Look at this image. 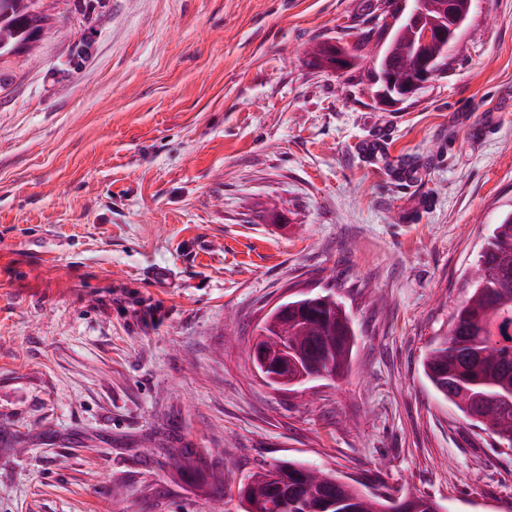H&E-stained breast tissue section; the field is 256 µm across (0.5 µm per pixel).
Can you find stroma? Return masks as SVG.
<instances>
[{
  "mask_svg": "<svg viewBox=\"0 0 512 512\" xmlns=\"http://www.w3.org/2000/svg\"><path fill=\"white\" fill-rule=\"evenodd\" d=\"M382 2L57 0L0 58V512H243L280 459L512 512V450L422 370L512 210V0L393 111L356 47ZM328 289L349 371L270 386L259 320ZM312 61L320 66L325 67V65L338 72L346 69L351 65V58L354 57L347 53V51L343 50V56L336 55V46L329 45H318L312 51L310 55Z\"/></svg>",
  "mask_w": 512,
  "mask_h": 512,
  "instance_id": "35a3bbf8",
  "label": "stroma"
}]
</instances>
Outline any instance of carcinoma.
<instances>
[{"label":"carcinoma","instance_id":"cac0c4a2","mask_svg":"<svg viewBox=\"0 0 512 512\" xmlns=\"http://www.w3.org/2000/svg\"><path fill=\"white\" fill-rule=\"evenodd\" d=\"M44 0H0V58L24 51L45 33ZM454 44H435L430 54L438 72L448 69ZM312 61L336 72L351 65L352 55L336 47L316 46ZM383 70L400 82L416 78L421 68L408 36L384 43ZM477 263L485 276L464 280L465 299L452 312L448 332L425 355L426 376L449 403L481 429L496 431L498 444L512 448V212L484 239ZM312 302L288 313L287 337L280 345L307 373L348 371L353 331L346 312L332 295H311ZM244 512H439L427 496L395 500L366 494L335 473L301 461L279 460L253 472L240 485Z\"/></svg>","mask_w":512,"mask_h":512}]
</instances>
